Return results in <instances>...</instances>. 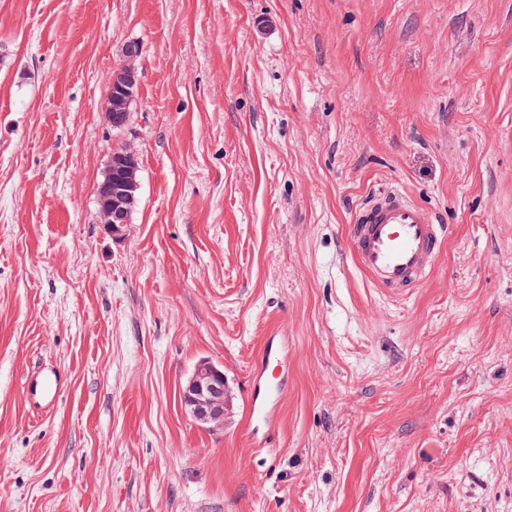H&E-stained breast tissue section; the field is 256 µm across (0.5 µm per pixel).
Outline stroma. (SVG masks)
I'll return each mask as SVG.
<instances>
[{"label": "stroma", "mask_w": 512, "mask_h": 512, "mask_svg": "<svg viewBox=\"0 0 512 512\" xmlns=\"http://www.w3.org/2000/svg\"><path fill=\"white\" fill-rule=\"evenodd\" d=\"M382 185L448 228L402 298L346 248ZM204 359L220 431L179 404ZM0 512H512V0H0ZM142 55L141 44L131 41L126 46L125 62L110 78L109 118L114 128L122 129L127 120L126 106L136 98L137 63ZM119 147L114 152H124ZM138 168L137 152L131 147L122 154L111 155L104 178L97 191V203L101 224H104L113 239L124 235V228L130 221V211L135 203L139 184L135 179ZM288 363V339L267 336L261 355L249 374L247 433L253 446L270 448L280 417V403L288 390V375H272Z\"/></svg>", "instance_id": "obj_1"}]
</instances>
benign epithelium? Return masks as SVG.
Returning <instances> with one entry per match:
<instances>
[{"mask_svg":"<svg viewBox=\"0 0 512 512\" xmlns=\"http://www.w3.org/2000/svg\"><path fill=\"white\" fill-rule=\"evenodd\" d=\"M141 55V44L137 41L129 42L123 66L110 78L108 112L115 128L125 126L126 106L136 98V70ZM137 168V152L129 146L124 153L111 155L98 187L100 223L106 226L116 240L123 237L124 228L130 221V211L139 188L135 179ZM228 403V384L224 371L207 360L198 362L180 390V404L185 415L206 429L222 430Z\"/></svg>","mask_w":512,"mask_h":512,"instance_id":"benign-epithelium-1","label":"benign epithelium"}]
</instances>
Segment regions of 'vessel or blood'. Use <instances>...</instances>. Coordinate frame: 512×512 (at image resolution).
<instances>
[{
    "label": "vessel or blood",
    "mask_w": 512,
    "mask_h": 512,
    "mask_svg": "<svg viewBox=\"0 0 512 512\" xmlns=\"http://www.w3.org/2000/svg\"><path fill=\"white\" fill-rule=\"evenodd\" d=\"M445 232L432 212L391 186L369 195L348 226L347 249L371 284L386 292H410L421 286L439 254ZM288 363V339L266 337L249 374L247 433L252 445L270 447L288 390L287 377L274 368Z\"/></svg>",
    "instance_id": "b4317fda"
}]
</instances>
